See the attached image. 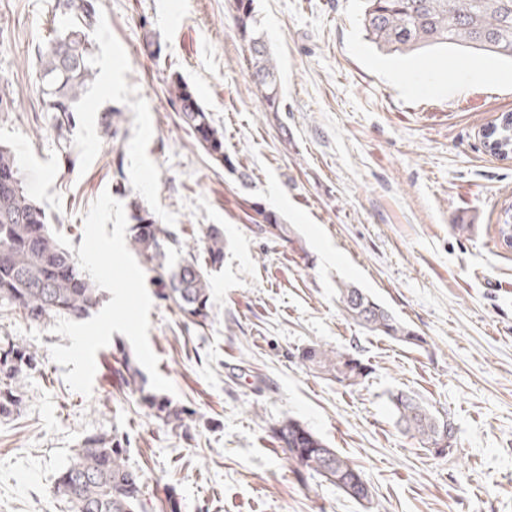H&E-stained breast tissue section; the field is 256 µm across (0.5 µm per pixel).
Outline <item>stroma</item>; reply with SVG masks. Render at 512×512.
I'll use <instances>...</instances> for the list:
<instances>
[{
  "mask_svg": "<svg viewBox=\"0 0 512 512\" xmlns=\"http://www.w3.org/2000/svg\"><path fill=\"white\" fill-rule=\"evenodd\" d=\"M55 3L0 0V144L52 231L77 251L83 218L107 191L153 210L199 255L217 225L224 259L208 270L203 327L163 300L142 266L157 369L189 412L178 429L146 405L149 376L117 377L135 357L125 336L98 351L87 397L50 356L71 344L53 333L56 317L33 321L0 304V347L37 358L19 405L0 416V512H73L53 489L92 436L122 441L147 512H512V246L499 236L512 215V158L484 144L512 113V63L490 60L491 74L461 81L457 67L477 54H385L364 31L363 0H255L282 94L269 112L229 0H96L97 75L61 130L43 109L35 57L65 21ZM148 36L159 57L142 54ZM173 74L223 130L232 167L180 121L166 92ZM437 77L447 92L406 89ZM114 110L113 136L102 117ZM252 202L287 224V240L258 234ZM340 281L373 295L422 344L346 319ZM309 346L358 358L362 384L303 365ZM398 390L448 414L450 454L400 430L389 404ZM286 417L360 468L371 504L298 473L270 432Z\"/></svg>",
  "mask_w": 512,
  "mask_h": 512,
  "instance_id": "obj_1",
  "label": "stroma"
}]
</instances>
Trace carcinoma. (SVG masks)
I'll use <instances>...</instances> for the list:
<instances>
[{
    "label": "carcinoma",
    "instance_id": "carcinoma-1",
    "mask_svg": "<svg viewBox=\"0 0 512 512\" xmlns=\"http://www.w3.org/2000/svg\"><path fill=\"white\" fill-rule=\"evenodd\" d=\"M255 0H232L233 20L247 46L250 78L265 102L266 110L280 108L276 65L255 17ZM70 14L68 23L37 48L41 75L49 90L44 111L56 113L60 125L75 123L76 102L94 81L88 32L95 26L94 0H61ZM363 25L370 41L388 54L406 55L429 48L457 46L512 61V0H366ZM168 93L183 125L217 163L224 154V132L215 126L210 112L180 76L171 77ZM130 243L152 265L163 285V297L197 325L210 317L211 292L208 267L224 255V238L212 226L205 234L206 260L187 253L171 272L160 259L169 245L182 243L153 211L131 203ZM257 232L273 239L288 237V228L262 208L251 217ZM343 314L367 331L393 341L409 343L415 332L363 289L344 281L336 283ZM0 301L22 309L32 320L46 316L82 318L100 301L95 284L83 275L73 254L54 236L46 214L26 192L12 151L0 146ZM301 362L328 375L349 370L361 384L366 367L348 353L315 346L304 349ZM36 367V356L15 346L0 347V416L19 403L21 382ZM145 402L157 418L174 428L184 426L186 410L165 397L149 395ZM391 409L400 429L420 439L427 450L438 445L442 427L450 421L415 395L398 391L390 395ZM303 424L285 418L273 425L276 441L288 459L309 474L324 475L328 469L346 477L361 473L355 463L327 447L315 435L299 434ZM127 449L112 440L93 436L85 440L70 464L61 472L54 493L67 499L74 512H143L142 475L129 466Z\"/></svg>",
    "mask_w": 512,
    "mask_h": 512
}]
</instances>
